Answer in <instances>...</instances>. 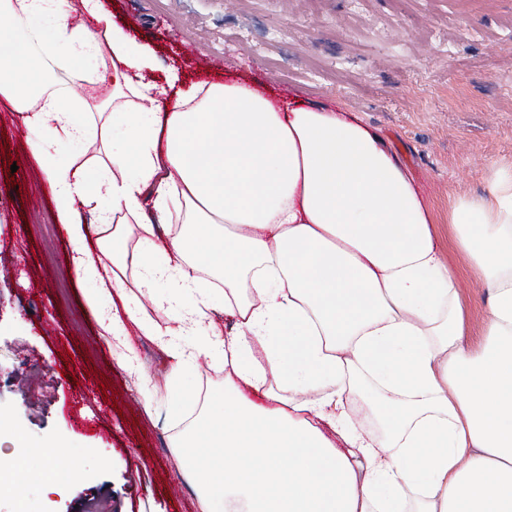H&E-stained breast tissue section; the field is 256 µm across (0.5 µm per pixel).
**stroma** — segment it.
<instances>
[{"mask_svg":"<svg viewBox=\"0 0 512 512\" xmlns=\"http://www.w3.org/2000/svg\"><path fill=\"white\" fill-rule=\"evenodd\" d=\"M188 81L255 85L279 101L340 106L373 127L432 208L458 275L462 341L484 347L494 291L456 241L452 197L482 192L489 163L512 167V0H100ZM0 98V412L30 446L60 443L57 493L27 512H199L177 446L224 382L206 361L169 374L159 344L129 341L120 366L78 278L31 139ZM77 478H69V471Z\"/></svg>","mask_w":512,"mask_h":512,"instance_id":"1","label":"stroma"}]
</instances>
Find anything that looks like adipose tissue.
I'll return each instance as SVG.
<instances>
[{
	"label": "adipose tissue",
	"mask_w": 512,
	"mask_h": 512,
	"mask_svg": "<svg viewBox=\"0 0 512 512\" xmlns=\"http://www.w3.org/2000/svg\"><path fill=\"white\" fill-rule=\"evenodd\" d=\"M72 11L70 0H0V94L41 133L33 152L76 270L116 299L87 303L120 364L135 363L132 324L161 343L171 374L200 358L229 367L220 409L180 443L203 460L190 468L201 512H512V170L489 165L484 192L448 211L495 290L474 355L458 340L457 275L431 210L374 129L241 81L189 85L174 67L156 81L148 45L114 23L72 24ZM102 58L96 103L34 82ZM91 134L102 156L57 165V144ZM148 202L179 211L176 233L146 223ZM92 241L111 247V264ZM208 274L236 335L207 314ZM161 281L197 295L163 326L135 300ZM34 453L42 469L0 467L1 496L56 492L61 447Z\"/></svg>",
	"instance_id": "ef3b65f1"
}]
</instances>
